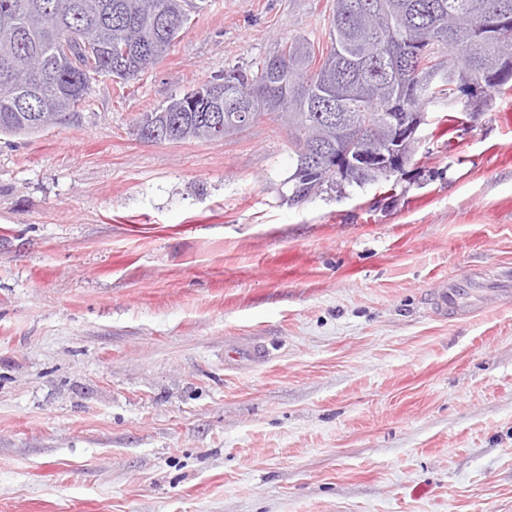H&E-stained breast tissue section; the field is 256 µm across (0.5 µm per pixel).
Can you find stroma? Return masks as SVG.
<instances>
[{"mask_svg":"<svg viewBox=\"0 0 512 512\" xmlns=\"http://www.w3.org/2000/svg\"><path fill=\"white\" fill-rule=\"evenodd\" d=\"M332 9L206 0L138 80L0 135V512H512V91L461 129L425 102L402 174L298 201L276 116L137 132L329 48ZM451 280L479 314L431 313Z\"/></svg>","mask_w":512,"mask_h":512,"instance_id":"35a3bbf8","label":"stroma"}]
</instances>
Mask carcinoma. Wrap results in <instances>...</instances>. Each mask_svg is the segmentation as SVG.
<instances>
[{"label": "carcinoma", "instance_id": "carcinoma-1", "mask_svg": "<svg viewBox=\"0 0 512 512\" xmlns=\"http://www.w3.org/2000/svg\"><path fill=\"white\" fill-rule=\"evenodd\" d=\"M193 0H0V134H34L92 103L97 77L127 83L174 46ZM330 49L316 54L304 37L285 43L249 72L224 74V100L246 106L239 124L224 112V135L280 114L297 154L289 181L293 196L364 185L384 178L379 168L339 162L342 154L396 152L412 158L416 139L395 132L389 113L424 119L425 99L448 101L460 112L481 110V91L512 82V0H335ZM41 57V67L26 59ZM277 90L266 88L271 63ZM214 83L209 82L147 114L165 138L213 140L204 130ZM288 104L279 112L276 100ZM322 149L310 164L308 151Z\"/></svg>", "mask_w": 512, "mask_h": 512}]
</instances>
